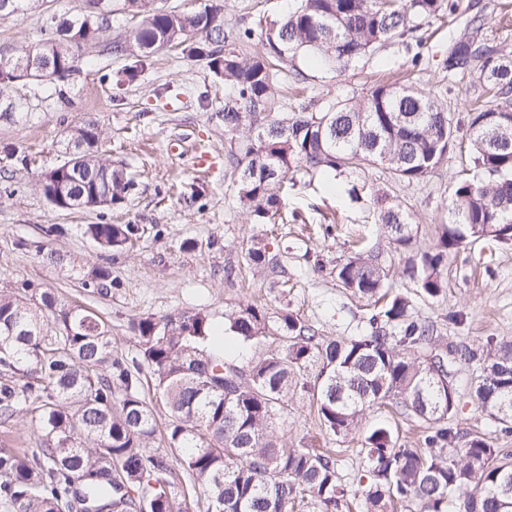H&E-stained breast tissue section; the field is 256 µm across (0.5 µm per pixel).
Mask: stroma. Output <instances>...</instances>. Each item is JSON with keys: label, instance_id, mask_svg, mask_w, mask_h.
<instances>
[{"label": "stroma", "instance_id": "35a3bbf8", "mask_svg": "<svg viewBox=\"0 0 512 512\" xmlns=\"http://www.w3.org/2000/svg\"><path fill=\"white\" fill-rule=\"evenodd\" d=\"M293 4L224 0L225 24L254 32L238 47L242 57L263 54L261 27L285 16ZM461 6L454 18L422 24L420 50L390 43L341 75L311 55H296L301 81L287 79L275 88L284 111L357 99L377 78L405 74L418 87L450 99L454 115H464L473 77L449 81L440 65L448 36L462 34L470 16L479 13L484 39L512 51V0H462ZM82 7V0H46L41 9L0 17V52L24 50L42 38L51 16L70 17ZM135 24L130 14L114 10L98 45L80 52L78 70L68 82H23L0 91V290L24 282L55 289L66 301L101 314L112 330L114 355L127 359L140 353L134 320L199 311L221 327L226 313L246 303L263 306L272 316L284 310L297 314L325 339L350 338L365 330L373 305L342 288L332 270L357 247L380 245L390 291L410 299L416 315L436 321L442 343L478 346L490 336L512 340V241L479 240L450 251L443 270L446 286L428 298L403 277L411 253L388 243L373 203L375 194H386L409 213L417 229L415 248L433 247L448 221L456 183L483 177L467 138L418 183L394 180L380 164L356 173L298 175L280 212L256 223L238 200L236 175L227 164L231 137L215 115L231 96V86L205 60L173 48L148 58L135 81L122 80L126 59L102 47ZM90 121L102 130L101 155L126 165L134 187L123 203L109 208H55L38 179L65 160L68 131ZM194 185L202 197L189 206L183 195ZM53 224L63 227L62 235H47ZM89 224H137L144 232L133 246L104 251L85 235ZM256 236L277 250L283 274L266 277L246 263L244 251ZM41 245L64 255L66 265L43 264L37 253ZM73 260L109 267L111 294L84 290L80 274L69 268ZM450 371L459 396L452 425L483 433L494 447L512 454V430L502 431L471 402L478 366L457 361ZM385 420L382 410L370 408L357 431L335 438L321 429L309 393L298 389L274 419L273 431L291 448L337 449L339 473L355 490L369 470L364 438Z\"/></svg>", "mask_w": 512, "mask_h": 512}]
</instances>
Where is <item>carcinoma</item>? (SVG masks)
<instances>
[{
	"instance_id": "cac0c4a2",
	"label": "carcinoma",
	"mask_w": 512,
	"mask_h": 512,
	"mask_svg": "<svg viewBox=\"0 0 512 512\" xmlns=\"http://www.w3.org/2000/svg\"><path fill=\"white\" fill-rule=\"evenodd\" d=\"M140 23L112 53L131 59L125 78L161 47H181L207 60L234 93L220 114L224 132L245 133L230 151L240 203L258 221L276 214L284 180L300 172L357 170L387 165L403 182L425 179L455 147L458 127L439 99L412 86L380 83L364 98L344 100L319 112L276 111L274 87L288 75V59L314 51L342 74L376 48L403 40L421 22L454 15L460 0H296L281 20L260 30L265 53L244 58L238 50L253 31L224 25V0H196L190 10L156 11L140 0ZM468 42L448 43L455 63L443 62L448 79L477 75L478 97L491 104L466 113L473 162L490 181L463 180L452 192L448 223L438 244L418 251L403 275L435 297L445 288L448 251L467 242L512 240V62L492 59L501 50L486 43L482 24L469 20ZM52 37L38 42L63 74L70 70L68 47ZM79 145L98 142L89 122L67 133ZM67 162L48 172L65 184L73 205L95 208L96 176L112 184L121 203L133 184L124 169L90 152L86 172L69 180ZM388 243L410 249L415 239L410 215L395 205L379 207ZM101 248H121L139 233L136 224H89ZM250 265L279 273L269 243L257 239L245 250ZM388 269L383 252L369 249L336 264L342 287L367 299L382 298ZM83 286L106 295L112 271L97 266ZM228 330L244 342L270 335L280 345L248 368L226 362L213 342L212 325L200 312H173L132 323L142 360L112 354V332L97 313L64 301L51 288L24 282L0 291V424L10 425L22 408L41 428L40 447L30 452L0 448V508L4 512H194L204 494L207 512H346L350 490L338 475L336 450L288 448L273 433V419L288 394L311 393L320 425L344 438L359 428L364 413L384 406L426 430V448H408L387 425L371 429L364 448L372 463L362 490L364 512H388L393 502H417L423 512H448L468 488L479 497L468 512H512V462L501 450L472 435L462 447L448 426L457 391L448 360L481 366L470 398L497 423L512 426V341L493 338L478 348L436 344L434 322L412 312L410 301L393 297L367 319V332L325 342L293 314L277 316L253 304L225 315ZM312 362V383L301 371ZM154 380V395L167 407L164 433L142 396V365ZM174 453L189 475L190 488L167 479Z\"/></svg>"
}]
</instances>
